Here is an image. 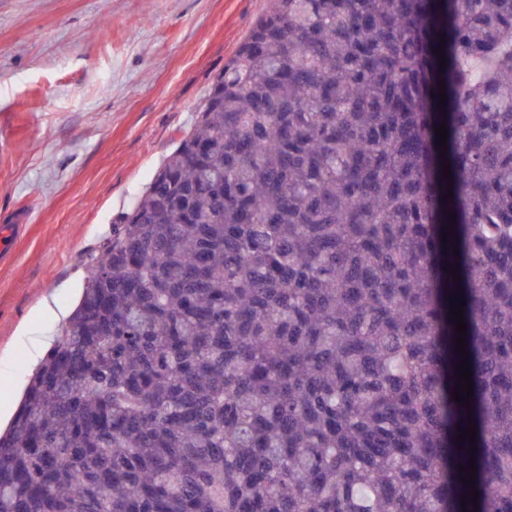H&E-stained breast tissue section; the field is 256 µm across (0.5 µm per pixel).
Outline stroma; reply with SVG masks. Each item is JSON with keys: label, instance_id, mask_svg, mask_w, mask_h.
I'll return each mask as SVG.
<instances>
[{"label": "stroma", "instance_id": "1", "mask_svg": "<svg viewBox=\"0 0 512 512\" xmlns=\"http://www.w3.org/2000/svg\"><path fill=\"white\" fill-rule=\"evenodd\" d=\"M272 0H0V360L72 310L87 264Z\"/></svg>", "mask_w": 512, "mask_h": 512}]
</instances>
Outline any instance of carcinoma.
<instances>
[{
    "mask_svg": "<svg viewBox=\"0 0 512 512\" xmlns=\"http://www.w3.org/2000/svg\"><path fill=\"white\" fill-rule=\"evenodd\" d=\"M0 512H512V0H273L90 263Z\"/></svg>",
    "mask_w": 512,
    "mask_h": 512,
    "instance_id": "1",
    "label": "carcinoma"
}]
</instances>
